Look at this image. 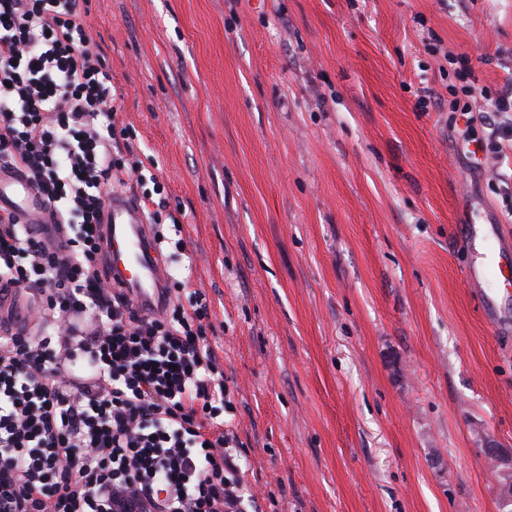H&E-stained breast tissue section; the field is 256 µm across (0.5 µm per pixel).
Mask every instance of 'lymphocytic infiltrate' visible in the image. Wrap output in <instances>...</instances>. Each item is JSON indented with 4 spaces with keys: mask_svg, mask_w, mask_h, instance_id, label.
Masks as SVG:
<instances>
[{
    "mask_svg": "<svg viewBox=\"0 0 512 512\" xmlns=\"http://www.w3.org/2000/svg\"><path fill=\"white\" fill-rule=\"evenodd\" d=\"M89 0H0V167L61 234L0 213V289L33 326L0 333V512H242L207 300L138 310L96 267L109 199L142 163L118 117Z\"/></svg>",
    "mask_w": 512,
    "mask_h": 512,
    "instance_id": "lymphocytic-infiltrate-1",
    "label": "lymphocytic infiltrate"
}]
</instances>
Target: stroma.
I'll return each instance as SVG.
<instances>
[{
  "label": "stroma",
  "mask_w": 512,
  "mask_h": 512,
  "mask_svg": "<svg viewBox=\"0 0 512 512\" xmlns=\"http://www.w3.org/2000/svg\"><path fill=\"white\" fill-rule=\"evenodd\" d=\"M126 144L205 294L254 512H500L512 454V0H90ZM484 87L462 101L456 62Z\"/></svg>",
  "instance_id": "35a3bbf8"
}]
</instances>
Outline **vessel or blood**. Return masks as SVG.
<instances>
[{
    "label": "vessel or blood",
    "instance_id": "obj_1",
    "mask_svg": "<svg viewBox=\"0 0 512 512\" xmlns=\"http://www.w3.org/2000/svg\"><path fill=\"white\" fill-rule=\"evenodd\" d=\"M28 218L39 214L43 205L36 191L18 172L0 169V208ZM102 258L112 274L115 287L124 289L142 312L158 311L164 300L166 277L160 259L146 234L142 214L124 202L111 206ZM28 311L20 296L0 290V328H9Z\"/></svg>",
    "mask_w": 512,
    "mask_h": 512
}]
</instances>
